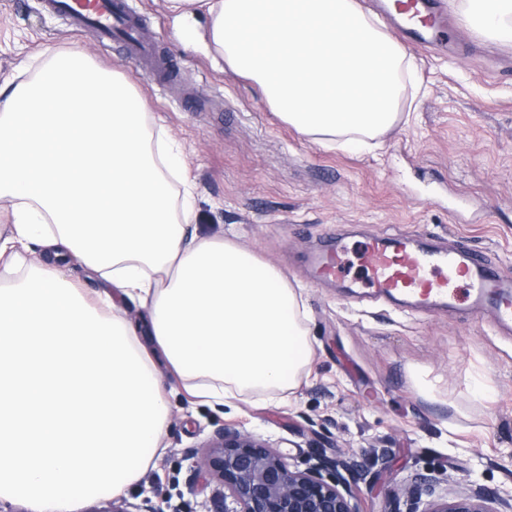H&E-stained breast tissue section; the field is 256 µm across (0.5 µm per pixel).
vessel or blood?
<instances>
[{
	"instance_id": "1",
	"label": "vessel or blood",
	"mask_w": 512,
	"mask_h": 512,
	"mask_svg": "<svg viewBox=\"0 0 512 512\" xmlns=\"http://www.w3.org/2000/svg\"><path fill=\"white\" fill-rule=\"evenodd\" d=\"M46 6L77 30L95 29L101 43L117 42L129 57L153 62L155 49L141 33L128 0H46ZM394 10L406 20L418 47L448 34V15L439 0H396ZM360 265L363 276L357 285L369 289L374 300L406 296L430 309L445 304L455 278L462 276L469 281L473 315L489 314L496 325H512V272L466 246L413 251L404 235L375 237L364 244ZM343 266L336 248H324L315 260L316 277L336 278Z\"/></svg>"
}]
</instances>
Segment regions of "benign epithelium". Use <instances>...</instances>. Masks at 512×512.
<instances>
[{
    "label": "benign epithelium",
    "instance_id": "1",
    "mask_svg": "<svg viewBox=\"0 0 512 512\" xmlns=\"http://www.w3.org/2000/svg\"><path fill=\"white\" fill-rule=\"evenodd\" d=\"M205 448L198 464L224 485V512H360L352 485L341 474L352 464L330 458L323 445L304 469L247 430L218 429ZM441 484L438 477H413L402 488L405 512H512V493L491 498L476 486L450 496Z\"/></svg>",
    "mask_w": 512,
    "mask_h": 512
}]
</instances>
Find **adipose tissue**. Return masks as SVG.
<instances>
[{
	"mask_svg": "<svg viewBox=\"0 0 512 512\" xmlns=\"http://www.w3.org/2000/svg\"><path fill=\"white\" fill-rule=\"evenodd\" d=\"M208 12L214 51L261 88L280 118L325 148L374 150L415 89L413 61L359 0H166ZM462 23L512 42V0H462ZM134 87L81 48L0 87V267L40 242L0 286V500L80 512L104 486L123 492L163 444L169 405L155 359L218 403L293 389L312 344L301 295L282 272L224 239L191 234L190 195L167 172ZM107 281L87 299L59 263ZM150 315L151 346L121 305Z\"/></svg>",
	"mask_w": 512,
	"mask_h": 512,
	"instance_id": "1",
	"label": "adipose tissue"
}]
</instances>
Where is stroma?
<instances>
[{
	"label": "stroma",
	"instance_id": "35a3bbf8",
	"mask_svg": "<svg viewBox=\"0 0 512 512\" xmlns=\"http://www.w3.org/2000/svg\"><path fill=\"white\" fill-rule=\"evenodd\" d=\"M173 72L160 81L90 34H73L41 0H0V83L32 78L55 52L78 46L124 75L154 133L177 142L194 187L196 232L230 240L301 287L313 343L298 386L206 403L166 363L161 387L172 412L164 448L121 497L162 512H222L216 482L192 456L217 429H247L278 442L290 462L313 440L354 458L362 512H394L411 476L442 473L452 492L477 482L512 489V334L475 321L458 281L455 301L425 314L373 303L347 281L312 284L309 259L326 243L359 272L358 247L374 236L415 245L458 244L512 270V43L465 26L447 48L408 45L423 92L377 153L328 149L273 112L258 87L214 63L190 41L165 0H129ZM434 386L419 394L416 379Z\"/></svg>",
	"mask_w": 512,
	"mask_h": 512
}]
</instances>
